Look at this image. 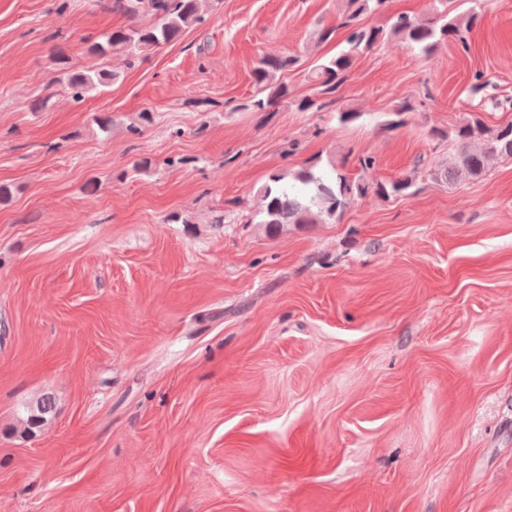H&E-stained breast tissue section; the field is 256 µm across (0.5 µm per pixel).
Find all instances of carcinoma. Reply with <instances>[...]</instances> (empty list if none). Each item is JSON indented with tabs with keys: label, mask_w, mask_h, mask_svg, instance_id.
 <instances>
[{
	"label": "carcinoma",
	"mask_w": 512,
	"mask_h": 512,
	"mask_svg": "<svg viewBox=\"0 0 512 512\" xmlns=\"http://www.w3.org/2000/svg\"><path fill=\"white\" fill-rule=\"evenodd\" d=\"M112 10L131 18L146 11L156 22L150 27L128 25L106 33L87 46L91 54L106 57L114 52L134 60L147 52L176 41L186 30L205 21L209 0H103ZM383 0H339L338 20L334 27H322L315 32L318 44L334 37L336 30L345 28V46L334 55L322 58L307 72V79L316 85L319 94L333 95L344 84L357 56L387 40H399L416 48L425 56L432 55L442 43H453L469 49V37L480 26L484 2L469 0L462 8L456 0H437L438 7L426 19L406 13L394 16L387 26L365 25L362 17L378 9ZM299 58L283 52L263 54L252 71L256 92L248 108L263 112L288 97V85L281 76L294 70ZM119 79L108 69L93 73L80 70L63 72L60 81L71 97L81 102L103 91ZM432 135L454 142V152L445 171L436 177L455 182L482 178L492 158L512 159V121L490 127L477 113H471L447 132L432 131ZM363 174L349 177L343 174L327 176L313 169L274 174L255 194L256 215L268 232L278 231L287 224H322L337 219L350 202L371 193L382 197H406L413 194L415 178L398 177L373 181L364 172L372 169L373 158L359 159ZM55 402L49 395L40 397L28 410L27 428L39 429L53 417Z\"/></svg>",
	"instance_id": "1"
}]
</instances>
